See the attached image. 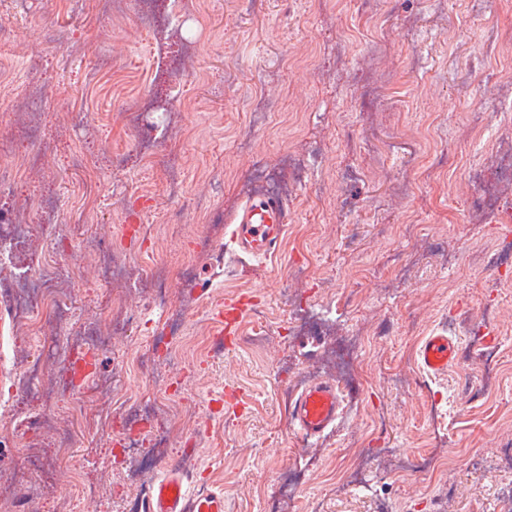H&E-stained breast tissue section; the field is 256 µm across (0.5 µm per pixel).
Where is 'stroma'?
<instances>
[{
    "instance_id": "1",
    "label": "stroma",
    "mask_w": 512,
    "mask_h": 512,
    "mask_svg": "<svg viewBox=\"0 0 512 512\" xmlns=\"http://www.w3.org/2000/svg\"><path fill=\"white\" fill-rule=\"evenodd\" d=\"M0 0V144L38 154L25 182L0 183L13 212L53 195L58 221L31 234L26 259L80 266L68 324L45 313L44 375L67 371L64 341L92 340L122 294L126 326L80 387L46 403L14 390L30 340L0 325V512H138L163 463L197 451L198 478L223 487L229 512H512V288L490 260L502 227L473 196L498 188L492 157L512 143V0ZM267 110L256 115L255 97ZM142 111L135 129L126 113ZM490 113L487 126L470 123ZM182 181L169 195L171 171ZM288 215L275 254L227 249V231L260 190ZM416 225L406 236L407 225ZM129 266L116 291L85 251ZM449 265H441L440 253ZM167 271L161 289L148 275ZM303 268L294 279L295 268ZM252 296L236 345L215 340L212 305ZM457 337V361L431 379L423 336ZM501 358L486 387L477 335ZM174 346L167 367L193 417L170 425L163 455L145 451L144 483L112 467V417L94 387L122 400L155 389L139 359ZM340 383L345 415L303 441L290 428L296 386L314 367ZM406 385H396L398 375ZM88 421L68 468H49L43 495L23 489L22 444L53 459L55 426L73 402ZM443 432L435 443V432ZM397 451L387 460L381 449ZM367 468L351 485L354 452ZM427 455L433 466L404 471ZM297 480L293 496L280 492Z\"/></svg>"
}]
</instances>
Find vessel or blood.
Masks as SVG:
<instances>
[{
    "instance_id": "obj_1",
    "label": "vessel or blood",
    "mask_w": 512,
    "mask_h": 512,
    "mask_svg": "<svg viewBox=\"0 0 512 512\" xmlns=\"http://www.w3.org/2000/svg\"><path fill=\"white\" fill-rule=\"evenodd\" d=\"M287 225L283 203L259 194L239 210L230 230L229 242L237 251L254 258L268 257L282 239ZM251 301L241 296L217 307L215 315L225 335H235L238 324ZM457 350L455 337L433 332L425 336L418 351L419 362L429 375H447ZM344 415V394L334 381L316 380L298 390L290 404V425L304 439H319L331 432ZM194 449L182 451V461L167 463L152 484L147 512H227L223 490L194 484L185 462Z\"/></svg>"
}]
</instances>
